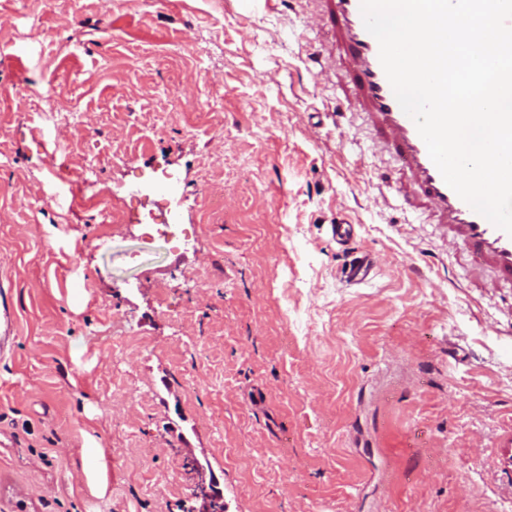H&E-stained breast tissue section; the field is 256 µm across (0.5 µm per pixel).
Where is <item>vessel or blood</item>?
Segmentation results:
<instances>
[{"instance_id": "vessel-or-blood-1", "label": "vessel or blood", "mask_w": 512, "mask_h": 512, "mask_svg": "<svg viewBox=\"0 0 512 512\" xmlns=\"http://www.w3.org/2000/svg\"><path fill=\"white\" fill-rule=\"evenodd\" d=\"M343 64L359 115L375 147L398 166L406 196L429 206L449 247H465L475 263L490 265L496 284L512 285V235L474 211L446 184L414 121L400 107L379 59V44L365 28L361 0H314Z\"/></svg>"}]
</instances>
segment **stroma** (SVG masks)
<instances>
[{
  "instance_id": "obj_1",
  "label": "stroma",
  "mask_w": 512,
  "mask_h": 512,
  "mask_svg": "<svg viewBox=\"0 0 512 512\" xmlns=\"http://www.w3.org/2000/svg\"><path fill=\"white\" fill-rule=\"evenodd\" d=\"M313 8L0 0V512H181L194 461L228 512H512V287Z\"/></svg>"
}]
</instances>
